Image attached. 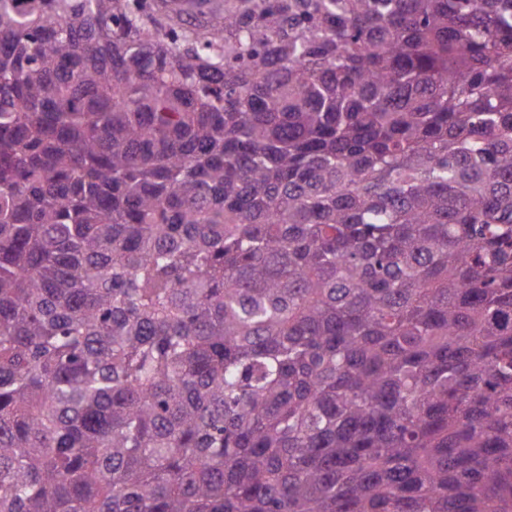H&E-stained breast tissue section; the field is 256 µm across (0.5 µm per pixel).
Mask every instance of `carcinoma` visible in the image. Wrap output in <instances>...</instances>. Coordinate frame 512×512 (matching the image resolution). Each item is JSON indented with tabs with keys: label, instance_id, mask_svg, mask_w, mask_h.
<instances>
[{
	"label": "carcinoma",
	"instance_id": "obj_1",
	"mask_svg": "<svg viewBox=\"0 0 512 512\" xmlns=\"http://www.w3.org/2000/svg\"><path fill=\"white\" fill-rule=\"evenodd\" d=\"M0 512H512V0H0Z\"/></svg>",
	"mask_w": 512,
	"mask_h": 512
}]
</instances>
